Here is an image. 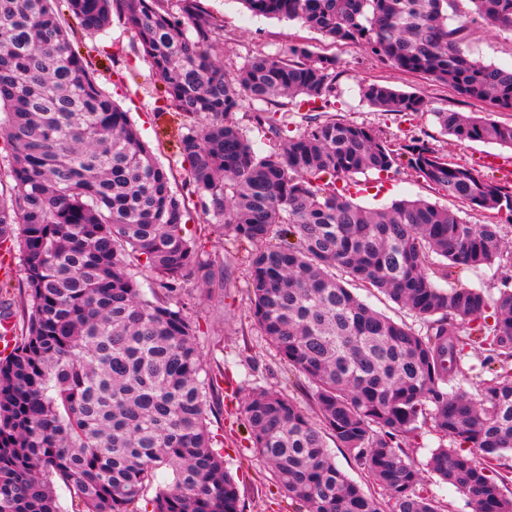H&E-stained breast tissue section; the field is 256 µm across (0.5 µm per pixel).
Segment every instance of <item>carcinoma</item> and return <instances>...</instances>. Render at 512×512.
Listing matches in <instances>:
<instances>
[{"instance_id": "obj_1", "label": "carcinoma", "mask_w": 512, "mask_h": 512, "mask_svg": "<svg viewBox=\"0 0 512 512\" xmlns=\"http://www.w3.org/2000/svg\"><path fill=\"white\" fill-rule=\"evenodd\" d=\"M54 0H0V247L19 252L22 327L0 357V512H140L166 468L151 512H239L206 403L219 377L204 371L199 327L178 296L207 270L182 227L189 205L251 246L253 317L312 385L316 424L296 403L256 390L239 409L249 438L298 512H439L424 473L465 494L472 512H512V291L441 288L452 269L498 265L512 251L498 224H471L425 200L373 210L338 186L403 164L448 197L512 221V188L449 162L429 144L396 146L379 130L336 119L290 134L288 103L320 109L336 59L293 45L224 75L223 20L202 0H64L92 35L112 16L133 33L183 116L180 151L190 195L171 191L131 123L97 85ZM456 0H242L253 14L296 20L333 42L357 43L398 70L512 110V69L471 57ZM512 33V0H470ZM383 112H422L419 96L368 84ZM268 136L258 154L236 119ZM460 141L512 148V124L440 111ZM151 275V295L138 270ZM376 288L428 321L419 334L374 311L341 276ZM485 352L480 365L469 351ZM472 385L469 392L463 384ZM431 424L448 441L426 470L402 441ZM347 449L388 496L367 495L336 468L326 437Z\"/></svg>"}]
</instances>
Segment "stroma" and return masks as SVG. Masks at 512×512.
I'll return each mask as SVG.
<instances>
[{
	"label": "stroma",
	"mask_w": 512,
	"mask_h": 512,
	"mask_svg": "<svg viewBox=\"0 0 512 512\" xmlns=\"http://www.w3.org/2000/svg\"><path fill=\"white\" fill-rule=\"evenodd\" d=\"M205 4L224 17L220 50L226 76H234L252 56H277L289 46H305L316 55L337 61L336 90L329 98L328 114L378 128L396 143L427 141L451 162L494 182L500 176L482 168V157L495 154L512 163V148L457 140L446 134L434 117L438 110L479 114L490 110L485 102L461 97L430 77L398 71L362 46L332 42L299 22L253 15L242 0H205ZM472 9L470 0H458L452 15L453 20L466 21L471 29L467 46L472 57L512 69V34L486 27L474 18ZM66 24L73 28L98 85L113 103L128 112L157 162L177 175L181 173L185 162L178 149L175 107L166 100L150 63L135 55L127 29L116 22L106 33L90 37L79 29L77 20L67 19ZM371 83L417 94L426 101L427 108L418 114L379 111L361 97V86ZM354 182V202L368 209L387 207L402 199H423L458 212L472 224L488 220L487 212L444 196L409 168L389 175L359 173ZM207 233L203 257L215 278L206 281L200 274L191 273L184 283L181 302L188 317L200 326L197 345L204 370L220 364L226 373L210 400L212 430L223 440L224 465L239 484L241 512H294L271 470L253 448L238 405L253 390L268 389L292 399L310 419H317L318 406L307 379L285 364L254 320L251 297L244 287L247 268L240 252L221 226L210 227Z\"/></svg>",
	"instance_id": "1"
}]
</instances>
